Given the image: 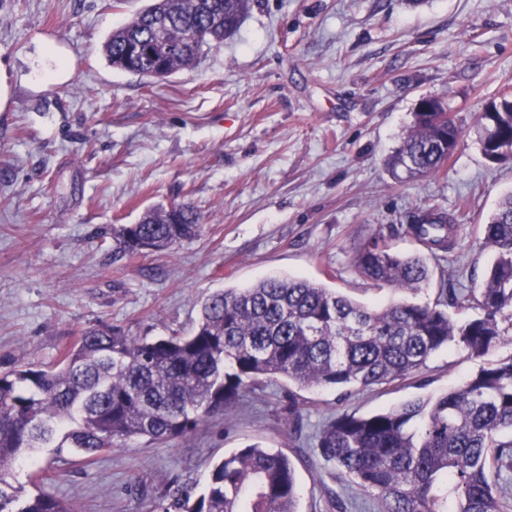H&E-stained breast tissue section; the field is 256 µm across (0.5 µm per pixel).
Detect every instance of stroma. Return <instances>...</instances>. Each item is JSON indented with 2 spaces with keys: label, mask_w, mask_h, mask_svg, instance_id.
I'll use <instances>...</instances> for the list:
<instances>
[{
  "label": "stroma",
  "mask_w": 512,
  "mask_h": 512,
  "mask_svg": "<svg viewBox=\"0 0 512 512\" xmlns=\"http://www.w3.org/2000/svg\"><path fill=\"white\" fill-rule=\"evenodd\" d=\"M150 0H0V369L51 363L82 330L137 337L191 332L214 291L268 276L303 278L368 305L393 299L351 270L356 248L437 206L461 229L434 261L429 296L479 287L493 253L479 232L512 191V161L476 141L485 99L512 82V0H253L238 31L167 79L113 69L112 30ZM64 59L61 81L44 70ZM423 97L461 130L436 177L396 180L388 159ZM198 211L199 235L129 257L112 234L150 208ZM479 360L436 352L400 386L350 395L264 379L190 435L128 441L84 459L40 449L15 469L76 512H162L198 496L211 465L258 442L292 460L298 512H333L351 488L307 443L324 421L441 394ZM297 401L301 421L288 416Z\"/></svg>",
  "instance_id": "1"
}]
</instances>
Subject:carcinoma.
Instances as JSON below:
<instances>
[{"mask_svg":"<svg viewBox=\"0 0 512 512\" xmlns=\"http://www.w3.org/2000/svg\"><path fill=\"white\" fill-rule=\"evenodd\" d=\"M252 0H153L112 31L103 46L108 63L141 77H165L193 67L204 48L238 28ZM460 130L436 100L414 112L389 158L402 181L437 175L455 152ZM512 90L486 101L478 142L491 163L512 157ZM460 225L430 207L406 225L430 256L448 253ZM201 231L189 204L146 212L122 225L116 249L126 256L161 252ZM495 252L483 283L457 301L478 317L448 314L447 289L435 301L367 306L298 278L268 277L247 288L210 294L195 329L148 339L119 328H89L66 346L55 366L30 363L0 372V512H76L41 492L25 501L9 478L12 467L34 463L57 432L85 456L120 448L131 438L166 441L184 436L209 416L240 402L261 376L297 387L344 391L404 382L442 348L481 358L512 344V192L481 225ZM355 274L374 289L424 290L428 258L395 251L382 236L356 249ZM320 455L378 512H512L508 485L492 479L512 470V356L480 367L458 386L388 411L343 412L319 432ZM294 464L280 449L256 442L210 469L196 499H174L164 512H296Z\"/></svg>","mask_w":512,"mask_h":512,"instance_id":"cac0c4a2","label":"carcinoma"}]
</instances>
